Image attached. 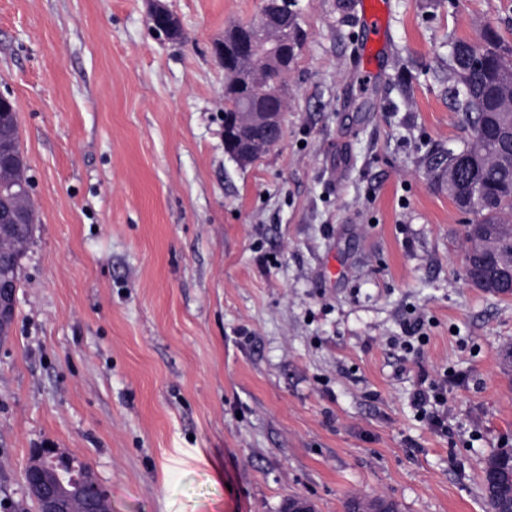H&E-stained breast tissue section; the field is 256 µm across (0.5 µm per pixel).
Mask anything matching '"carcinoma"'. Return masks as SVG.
Masks as SVG:
<instances>
[{
  "label": "carcinoma",
  "instance_id": "1",
  "mask_svg": "<svg viewBox=\"0 0 512 512\" xmlns=\"http://www.w3.org/2000/svg\"><path fill=\"white\" fill-rule=\"evenodd\" d=\"M299 0H280L284 9L291 13L288 26L277 34L282 45L283 60L290 63L296 56L304 34L298 22ZM245 36L252 38L254 53L242 57L231 51L226 58L229 69H241L259 75L261 81L267 82L277 74L265 66L264 52L267 46L264 33L250 29ZM472 42L457 39L452 43L450 66L455 77L466 75L471 93L463 94L453 90L454 108L460 112L461 120L472 131V137L465 142L462 149L469 155L468 165L461 170L459 188L462 192L471 190L478 184L482 188V197L474 199L468 210L473 216L472 223L464 225V237L473 244L466 253V276L476 283L483 269L491 263H509L512 261V236L499 232V226L508 223L512 216V144L507 140L492 135L485 126V112L488 107L487 92L496 85V76L505 70H512V49L495 30L488 29L482 35V50L486 63L480 68L470 66ZM253 100L251 87H231L224 96V117L235 112H242ZM263 104L270 109H280L287 104V87L280 84L278 91L263 98ZM18 130L16 110L9 101L0 104V184L14 186L29 184L24 175L25 163L12 156L5 155L3 140L5 131ZM32 227L20 224L15 228V239L19 248L13 253L0 255V276L12 277L20 271L24 247L30 239ZM483 496L493 512L496 496L495 483L483 467Z\"/></svg>",
  "mask_w": 512,
  "mask_h": 512
}]
</instances>
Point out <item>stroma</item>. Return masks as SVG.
<instances>
[{
    "instance_id": "stroma-1",
    "label": "stroma",
    "mask_w": 512,
    "mask_h": 512,
    "mask_svg": "<svg viewBox=\"0 0 512 512\" xmlns=\"http://www.w3.org/2000/svg\"><path fill=\"white\" fill-rule=\"evenodd\" d=\"M165 2L175 41L151 0H0L36 211L0 342V512H35V448L88 465L112 512H489L512 297L466 281L470 217L429 160L469 136L452 39L505 28L512 0H384L374 86L361 0H300L282 138L245 166L212 47L265 0ZM423 381L445 429L412 404ZM164 2L162 0L152 1L150 15L159 22L169 39H179L182 36L180 22Z\"/></svg>"
}]
</instances>
